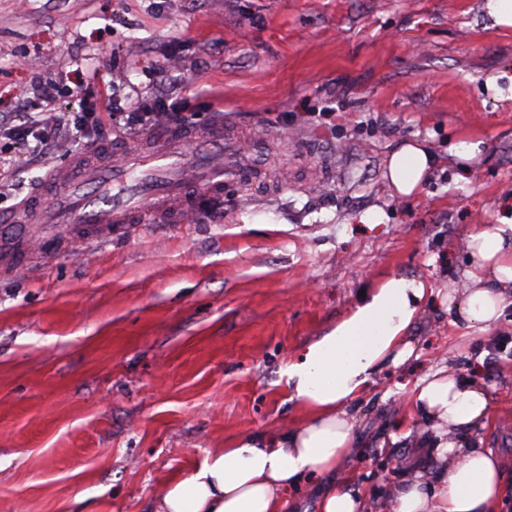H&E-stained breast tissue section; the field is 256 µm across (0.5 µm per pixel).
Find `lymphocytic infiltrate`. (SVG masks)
I'll return each mask as SVG.
<instances>
[{
	"label": "lymphocytic infiltrate",
	"instance_id": "f902f5d3",
	"mask_svg": "<svg viewBox=\"0 0 512 512\" xmlns=\"http://www.w3.org/2000/svg\"><path fill=\"white\" fill-rule=\"evenodd\" d=\"M124 95L111 84H102L91 91L83 85L63 86L55 77L36 75L22 97V111H41V118H33L19 125L0 122V136L12 140L16 149L44 155L54 150L58 137L66 127L85 133L98 132L105 117L115 109H124L129 129L140 130L160 122L186 125L189 114L170 103L165 96H136L134 103L124 104Z\"/></svg>",
	"mask_w": 512,
	"mask_h": 512
}]
</instances>
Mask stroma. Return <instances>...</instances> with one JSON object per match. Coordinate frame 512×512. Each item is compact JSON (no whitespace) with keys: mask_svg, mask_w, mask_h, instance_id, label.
<instances>
[{"mask_svg":"<svg viewBox=\"0 0 512 512\" xmlns=\"http://www.w3.org/2000/svg\"><path fill=\"white\" fill-rule=\"evenodd\" d=\"M485 2L0 0V113L38 73L170 90L196 133L224 127L257 174L213 216L188 223L174 203L0 274V512H152L207 452L296 422L289 361L393 273L431 295L412 357L357 401L342 473L375 506L429 473L426 422L407 399L445 366L486 389L478 437L512 485V313L482 333L446 300L465 285L474 226L512 204V27ZM327 103L334 124L306 120ZM410 140L440 162L401 196L384 173ZM462 141L476 159L451 154ZM83 142L70 129L19 162L0 213ZM370 210L380 224L362 223Z\"/></svg>","mask_w":512,"mask_h":512,"instance_id":"obj_1","label":"stroma"}]
</instances>
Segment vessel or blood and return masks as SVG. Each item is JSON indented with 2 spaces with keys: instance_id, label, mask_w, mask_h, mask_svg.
I'll return each mask as SVG.
<instances>
[{
  "instance_id": "obj_1",
  "label": "vessel or blood",
  "mask_w": 512,
  "mask_h": 512,
  "mask_svg": "<svg viewBox=\"0 0 512 512\" xmlns=\"http://www.w3.org/2000/svg\"><path fill=\"white\" fill-rule=\"evenodd\" d=\"M210 139L220 141L217 151L197 149L193 132L176 135L173 146L151 152L132 151L107 164L93 161L64 167L50 173L55 188L46 203H34L45 210L47 225L36 229L23 213H14L0 224V268L19 273L25 259L41 251L44 241L54 237L53 227L67 226L74 242H93L111 237L131 224L138 215L159 212L163 205L179 199L184 179H194L207 190L219 188L229 169L236 144L224 140L222 129H213ZM101 186L98 196L87 193L89 184Z\"/></svg>"
}]
</instances>
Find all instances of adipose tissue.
Listing matches in <instances>:
<instances>
[{
  "mask_svg": "<svg viewBox=\"0 0 512 512\" xmlns=\"http://www.w3.org/2000/svg\"><path fill=\"white\" fill-rule=\"evenodd\" d=\"M436 163L431 150L407 142L390 155L385 177L398 194L410 196ZM469 248L456 319L484 332L512 306V216L477 225ZM430 294L423 281L395 274L367 288L283 372L291 398L304 411L302 420L250 432L207 453L189 476L167 482L153 512H288L290 493L324 476L330 482L319 493L318 512H368L364 492L337 476L355 450L351 406L376 385L384 367L411 357L409 332ZM412 409L427 422L436 467L432 475L389 487L390 512H500L511 495L501 460L473 437L490 416L483 386L457 379L443 366L422 379Z\"/></svg>",
  "mask_w": 512,
  "mask_h": 512,
  "instance_id": "obj_1",
  "label": "adipose tissue"
}]
</instances>
